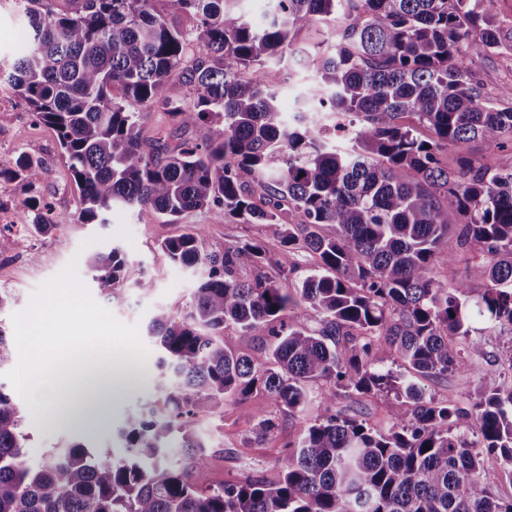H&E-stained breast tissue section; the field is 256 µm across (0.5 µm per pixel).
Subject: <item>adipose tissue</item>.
I'll return each instance as SVG.
<instances>
[{
    "mask_svg": "<svg viewBox=\"0 0 512 512\" xmlns=\"http://www.w3.org/2000/svg\"><path fill=\"white\" fill-rule=\"evenodd\" d=\"M137 375L135 367L119 359L103 360L87 353L71 362L52 354L22 378L19 390L25 393L45 388L48 403L59 421L69 423L73 420V405L102 401L110 391L132 386Z\"/></svg>",
    "mask_w": 512,
    "mask_h": 512,
    "instance_id": "adipose-tissue-1",
    "label": "adipose tissue"
}]
</instances>
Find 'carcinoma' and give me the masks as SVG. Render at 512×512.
<instances>
[{"mask_svg": "<svg viewBox=\"0 0 512 512\" xmlns=\"http://www.w3.org/2000/svg\"><path fill=\"white\" fill-rule=\"evenodd\" d=\"M161 1L192 27L169 20ZM20 2L28 46L7 80L57 132L80 223L105 224L115 207L171 220L208 209L266 225L283 249L244 242L204 253L202 224L163 243L172 263L205 274L182 321L163 308L152 317L164 352L158 400L127 419L120 456L74 444L30 466L23 415L0 383V512H512V497L479 473L496 454L512 476V386L486 378L459 408L426 399L413 381L483 358L474 320L512 331V151L493 167L441 160L471 141L512 142V88L487 105L472 63L502 46L493 0H271L260 30L240 0H79L66 13ZM308 21L329 31L314 51L294 44ZM310 59L296 111H279L282 69ZM254 67L259 77L242 76ZM175 74L190 99L166 94ZM145 108L192 135L173 149L145 143ZM47 174L26 155L0 165V181L24 188L42 236L65 223L40 201ZM452 228L460 248L497 261L473 263L470 282L446 288L433 270L449 262ZM300 251L317 264L294 292L263 273L267 265L288 279ZM90 269L109 299L124 286L152 288L117 248ZM298 299L315 328L286 320ZM228 326L267 332L266 362L234 351ZM384 344L408 377L377 365ZM318 380L322 412L288 443L278 481L194 484L209 458L197 416L257 389L276 410L301 413ZM341 392L393 395L388 431L336 410Z\"/></svg>", "mask_w": 512, "mask_h": 512, "instance_id": "carcinoma-1", "label": "carcinoma"}]
</instances>
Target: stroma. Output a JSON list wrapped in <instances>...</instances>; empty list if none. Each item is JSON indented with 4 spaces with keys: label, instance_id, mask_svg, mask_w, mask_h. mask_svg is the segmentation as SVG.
I'll list each match as a JSON object with an SVG mask.
<instances>
[{
    "label": "stroma",
    "instance_id": "35a3bbf8",
    "mask_svg": "<svg viewBox=\"0 0 512 512\" xmlns=\"http://www.w3.org/2000/svg\"><path fill=\"white\" fill-rule=\"evenodd\" d=\"M493 14L500 29L502 46L497 53L476 56L478 76L491 99L512 87V0H494ZM27 21L14 0H0V66L9 63L22 49ZM0 164L14 161L21 154L41 160L50 170L41 187L44 200L69 221L51 234H35L28 226L26 211H19L13 222L0 223V290L9 295L0 309V326L10 342H17V320L37 308L53 311L42 344L56 351L64 347L93 344L100 351L134 360L143 370L136 386L114 397L107 418L90 416L86 423L60 426L50 417L35 419L46 405L47 393L37 389L17 401L27 414L25 430L31 437L29 462L42 461L43 451L59 444L92 440L94 447L121 454L117 432L126 420L153 401V377L162 356L154 338L147 333L152 312L166 308L174 320H181L196 288V277L171 263L160 245L165 240L191 232L195 225L206 227L204 251L234 246L244 241L258 242L272 252L282 244L262 224H239L211 212L192 213L177 222L150 209H116L105 224H82L76 219L79 193L62 158L55 131L29 112L18 93L0 79ZM119 249L131 263L141 265L153 287L144 293L125 287L114 299L100 293L89 267V260L100 252ZM486 355L475 371L450 373L444 378L418 379L426 397L452 406H467L479 391L484 378L503 384L512 375L499 365L501 355L512 349V333H487L482 323L474 325ZM391 398L384 394L340 396L336 407L343 413L365 420L380 430L389 427ZM275 414L278 427L263 438H256L260 416ZM315 410L291 414L272 412L267 394L253 391L243 399H228L223 414L197 418V433L210 444V458L198 469L193 480L203 489L241 481L258 474L276 480L279 461L287 442L299 438Z\"/></svg>",
    "mask_w": 512,
    "mask_h": 512
}]
</instances>
